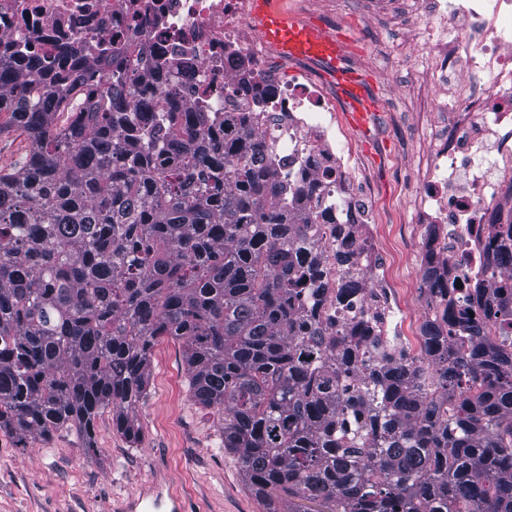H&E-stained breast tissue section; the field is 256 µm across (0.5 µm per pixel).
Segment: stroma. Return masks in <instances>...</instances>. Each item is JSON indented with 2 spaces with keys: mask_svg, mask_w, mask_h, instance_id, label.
<instances>
[{
  "mask_svg": "<svg viewBox=\"0 0 512 512\" xmlns=\"http://www.w3.org/2000/svg\"><path fill=\"white\" fill-rule=\"evenodd\" d=\"M305 20L340 39L346 56L359 60L357 73L378 104L368 131H358L347 116L341 87L323 66H316L320 82L336 99L343 137L368 175L377 223H413L411 143L421 131L406 90L415 62L397 49L410 44L412 30H378L355 14L351 0H310ZM394 268L403 282V305L416 322H423L420 257L407 252L405 265ZM220 418L189 393L180 345L162 341L154 350L147 397L138 409V442L118 433L108 412L95 420L90 454L73 429L23 443L0 434V512H118L122 501L156 482L177 493L186 512H267L234 457L225 452Z\"/></svg>",
  "mask_w": 512,
  "mask_h": 512,
  "instance_id": "stroma-1",
  "label": "stroma"
}]
</instances>
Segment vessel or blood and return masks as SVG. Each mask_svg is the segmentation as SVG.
Returning a JSON list of instances; mask_svg holds the SVG:
<instances>
[{
    "mask_svg": "<svg viewBox=\"0 0 512 512\" xmlns=\"http://www.w3.org/2000/svg\"><path fill=\"white\" fill-rule=\"evenodd\" d=\"M252 6L266 39L282 54L320 61L327 66L333 78L346 90L352 125L366 128L377 104L366 95L361 79L343 68L342 43L316 25L291 20L274 7L272 0H253ZM183 509L180 498L164 496L161 485L156 483L128 499L125 505V512H183Z\"/></svg>",
    "mask_w": 512,
    "mask_h": 512,
    "instance_id": "b4317fda",
    "label": "vessel or blood"
}]
</instances>
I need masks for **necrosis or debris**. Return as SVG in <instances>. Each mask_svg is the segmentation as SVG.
<instances>
[{
    "label": "necrosis or debris",
    "mask_w": 512,
    "mask_h": 512,
    "mask_svg": "<svg viewBox=\"0 0 512 512\" xmlns=\"http://www.w3.org/2000/svg\"><path fill=\"white\" fill-rule=\"evenodd\" d=\"M380 26L417 27L419 63L410 89L429 99L428 146L416 186L412 240L456 311L476 288L499 287L491 262L512 225V0H362ZM251 0H0V54L45 56L69 67L100 54L84 96L96 100L121 74L138 94L177 91L194 112L233 113L262 135L280 178L311 187L310 243L336 244V224L353 215L362 288L344 305L326 301L317 319H376L381 338L399 336L411 355L410 320L396 288L373 263L379 226L345 157L336 104L305 61L270 70L277 50L249 24ZM147 49V61L128 51Z\"/></svg>",
    "instance_id": "1"
}]
</instances>
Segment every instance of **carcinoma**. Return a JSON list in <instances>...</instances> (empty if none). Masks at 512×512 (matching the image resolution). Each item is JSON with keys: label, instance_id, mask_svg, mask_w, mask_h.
I'll return each instance as SVG.
<instances>
[{"label": "carcinoma", "instance_id": "carcinoma-1", "mask_svg": "<svg viewBox=\"0 0 512 512\" xmlns=\"http://www.w3.org/2000/svg\"><path fill=\"white\" fill-rule=\"evenodd\" d=\"M88 69L61 76L0 57V133L31 149L0 168V431L24 442L75 428L91 449L108 410L132 443L154 347H182L188 387L221 411L224 450L268 512H512V287L448 324L424 357L310 324L330 296L302 246L305 190L262 138L215 129L177 94L124 78L89 106ZM74 107L63 124L58 117ZM352 220L336 269L357 267ZM496 268L512 281V248ZM423 292L445 296L425 268ZM309 286L301 300L300 286Z\"/></svg>", "mask_w": 512, "mask_h": 512}]
</instances>
